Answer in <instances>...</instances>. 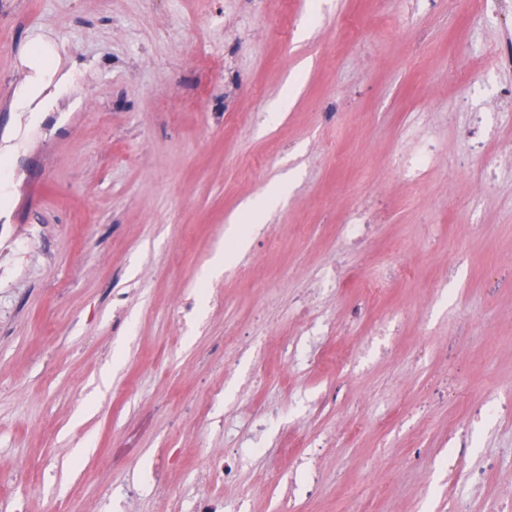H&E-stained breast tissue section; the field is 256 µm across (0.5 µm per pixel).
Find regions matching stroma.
<instances>
[{
	"label": "stroma",
	"mask_w": 512,
	"mask_h": 512,
	"mask_svg": "<svg viewBox=\"0 0 512 512\" xmlns=\"http://www.w3.org/2000/svg\"><path fill=\"white\" fill-rule=\"evenodd\" d=\"M403 9L392 26L380 0H0V147L16 151L0 168V472L37 475L12 491L24 512H115L113 484L156 469L122 512H186L203 486L282 512L265 480L296 433L319 439L321 479L290 512H336L350 486L360 512H512V287L487 278L512 275V69L488 63L512 5ZM40 41L52 74L20 109ZM428 132L414 185L401 160ZM281 182L205 277L233 217ZM357 203L375 232L339 250ZM337 262L381 283L370 319L397 335L363 350L353 292L326 283ZM309 297L328 346L356 357L277 349ZM271 405L266 455L210 481L225 428Z\"/></svg>",
	"instance_id": "35a3bbf8"
}]
</instances>
